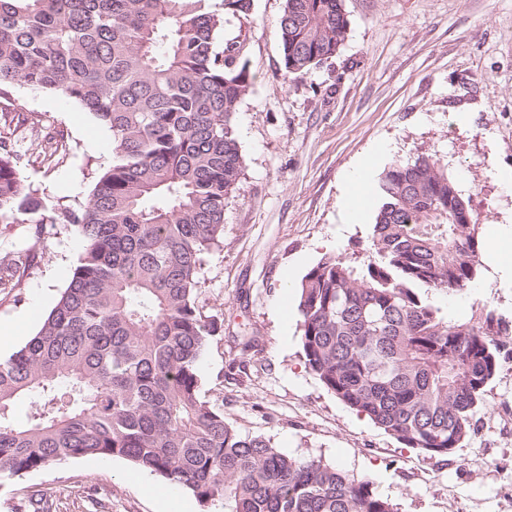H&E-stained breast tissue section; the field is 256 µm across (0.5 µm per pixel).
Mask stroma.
<instances>
[{
    "label": "stroma",
    "instance_id": "obj_1",
    "mask_svg": "<svg viewBox=\"0 0 512 512\" xmlns=\"http://www.w3.org/2000/svg\"><path fill=\"white\" fill-rule=\"evenodd\" d=\"M350 21L340 53L283 81L276 22L283 0H254L249 19L226 18L219 40H244L254 87L236 114L244 175L224 210V246L205 255L200 300L224 314L221 341L200 361L201 390L245 435L284 453L316 458L367 478L398 512H512V335L476 416V431L448 458L400 444L336 399L308 370L296 289L327 254L370 244L381 173L429 152L471 198L481 242L512 225V0H345ZM17 125V152L38 132L62 133L69 151L54 167L22 166L25 185L65 203L84 199L112 160V135L55 94L17 84L0 97V126ZM374 154L367 181L347 176ZM364 223L346 221L349 202ZM82 248L60 225L34 237L0 223V264L32 255L0 288V359L40 328ZM479 265L468 288L433 294L455 322L484 305L512 319V284H488ZM256 336L252 356L243 337ZM55 492L59 512H211L186 490L125 459L81 458L0 486V512H32L29 491Z\"/></svg>",
    "mask_w": 512,
    "mask_h": 512
}]
</instances>
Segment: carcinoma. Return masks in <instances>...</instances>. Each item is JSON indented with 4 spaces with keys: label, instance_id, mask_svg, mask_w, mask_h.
I'll return each mask as SVG.
<instances>
[{
    "label": "carcinoma",
    "instance_id": "cac0c4a2",
    "mask_svg": "<svg viewBox=\"0 0 512 512\" xmlns=\"http://www.w3.org/2000/svg\"><path fill=\"white\" fill-rule=\"evenodd\" d=\"M253 0H0V94L55 93L112 134V163L77 207L23 185L0 151V221L59 218L83 240L38 332L0 360V485L53 463L119 457L224 512H397L368 479L243 435L201 393L200 360L224 330L200 305L204 255L221 247L243 156L235 122L254 84L242 41L216 45ZM284 78L335 57L344 0H284ZM46 133L27 163L57 164ZM367 259L326 255L298 291L306 367L408 448L448 456L475 416L512 325L487 305L458 323L430 301L479 264L470 198L432 155L379 181ZM31 400L27 422L10 419Z\"/></svg>",
    "mask_w": 512,
    "mask_h": 512
}]
</instances>
